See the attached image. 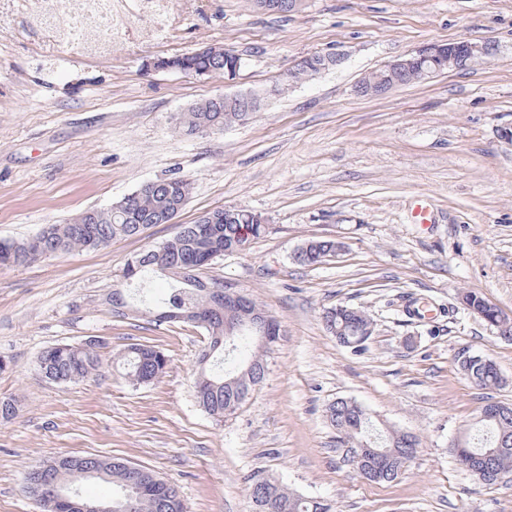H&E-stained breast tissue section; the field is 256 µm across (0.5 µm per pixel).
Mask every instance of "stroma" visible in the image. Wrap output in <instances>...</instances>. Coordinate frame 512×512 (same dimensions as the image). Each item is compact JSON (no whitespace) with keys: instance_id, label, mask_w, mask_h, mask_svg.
I'll return each mask as SVG.
<instances>
[{"instance_id":"35a3bbf8","label":"stroma","mask_w":512,"mask_h":512,"mask_svg":"<svg viewBox=\"0 0 512 512\" xmlns=\"http://www.w3.org/2000/svg\"><path fill=\"white\" fill-rule=\"evenodd\" d=\"M111 55L37 50L0 34V240L102 209L142 184L192 183L171 224L95 251L0 267V512H40L28 470L59 456L120 457L175 483L187 512H255L257 475L337 512H512V480L480 483L454 451L471 445L481 407L512 405V338L464 311L472 292L512 318V0H302L288 13L251 0H176L153 40L138 31ZM487 53L467 69L359 96L367 73L428 44ZM245 60L230 82L154 70L149 61L210 45ZM338 50L340 65L282 85L302 57ZM254 93L249 120L184 135L177 118L224 94ZM427 202L429 228L414 208ZM245 208L268 230L206 275L233 285L281 323L263 382L216 420L195 400L207 335L190 325L116 317L106 298L126 263L209 211ZM340 254L301 264L312 240ZM336 306L373 332L355 352L328 334ZM99 340L103 363L77 384L36 371L47 347ZM158 348L160 379L135 385L113 363L130 344ZM483 355L504 383L481 390L459 361ZM379 427L411 432L417 455L395 481L364 479L325 418L336 398Z\"/></svg>"}]
</instances>
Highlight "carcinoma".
<instances>
[{
    "label": "carcinoma",
    "mask_w": 512,
    "mask_h": 512,
    "mask_svg": "<svg viewBox=\"0 0 512 512\" xmlns=\"http://www.w3.org/2000/svg\"><path fill=\"white\" fill-rule=\"evenodd\" d=\"M53 26L63 39L78 43L89 33L107 34L112 29V17L108 12L93 16L85 13L80 0H71L70 8L62 14L52 15ZM448 59V46L443 45L434 56L416 55L408 65L392 72H383L392 86L407 84L422 79V74L439 73L440 60ZM239 58L236 51L223 47L218 51L210 49L195 51L191 54L176 56L173 65L177 71L186 75L224 76L228 70L237 66ZM336 65L324 55L315 53L308 56L301 70L293 74L297 78L302 74L318 73ZM261 104L248 97L227 100L222 97L200 102L182 113L180 125L185 134L200 127L211 125L220 128L243 121L260 110ZM191 191V182L185 177H170L149 182L118 201V208L107 213L103 209H89L80 214V223L47 224L42 232L46 234L45 246L53 253L95 250L107 246L115 237H133L141 234L153 224L170 223V213L183 208ZM255 213L246 209H217L210 211L193 224H181L175 235L165 242L146 249L135 256L137 262L124 269L125 280L133 287V292H122L126 301L133 299L141 304L144 315L158 310L156 320L171 321L174 313L195 310L204 318L202 325L210 337L205 367L199 372L196 383V399L199 406L210 416L222 420L235 414L248 399L242 394L241 386H250L245 380L242 384H233L247 367L257 374L263 370L264 360L259 347L258 335L246 331L236 336L232 342L217 343V337L224 335V323L228 320L246 322L259 310L253 301L245 307L224 310L217 305L215 294L200 283H187L169 273L172 267L186 268L198 262L220 248L238 250L254 238L265 233V229L254 224ZM337 242L316 240L303 247L299 259L306 265L316 264L326 256L336 253ZM10 259L12 266H24L32 257L28 252V242L0 241V262ZM157 276L168 279V287L159 296L153 295V280ZM461 304L473 314L500 328L502 335L512 336V320L504 318L494 306L485 299L470 293L461 295ZM328 332L338 331L348 344H355L370 330L371 321L361 311L344 308L336 312L331 319L324 318ZM113 360L122 364L129 379L135 385L150 384L165 372L167 359L154 346L134 344L118 353ZM101 355L89 346L75 344H55L46 348L39 356L36 370L41 375L62 379L64 383H76L89 379L99 370ZM461 371L482 389L499 387L503 383L495 363H486L480 355L471 356L469 362H460ZM326 417L336 429L338 438L345 446L354 448L360 442H367L387 458L393 448H418L420 439L413 433L407 439L400 438L396 430H380L363 408L348 404H329ZM486 428V435L479 436L476 446L455 449L457 460L467 470H472L473 456L496 446L500 434L507 433L512 438V410L500 414L499 419L479 420ZM129 474L118 467L101 480L115 487L112 500L116 501L124 493L125 481ZM76 474L68 465L59 464L52 469L50 480L40 473H29L26 477L25 492L42 498V512H67L56 501L50 485L63 489L76 486ZM272 487V504L266 512H333L332 506L318 499H306L295 495L288 488L275 481ZM140 512H182L181 498L177 487L163 482L161 488L144 494Z\"/></svg>",
    "instance_id": "carcinoma-1"
}]
</instances>
